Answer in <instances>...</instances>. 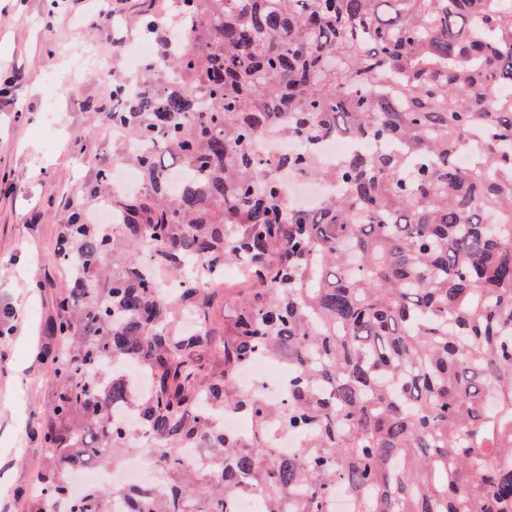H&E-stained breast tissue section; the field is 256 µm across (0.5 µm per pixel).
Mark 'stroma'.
Listing matches in <instances>:
<instances>
[{
  "instance_id": "obj_1",
  "label": "stroma",
  "mask_w": 512,
  "mask_h": 512,
  "mask_svg": "<svg viewBox=\"0 0 512 512\" xmlns=\"http://www.w3.org/2000/svg\"><path fill=\"white\" fill-rule=\"evenodd\" d=\"M110 31L94 0L47 13L46 0H0V76L21 71L11 105L0 106V309L14 307V332L0 322V512H32L39 473L62 468L40 447L56 380L42 357L57 349L56 298L67 264L50 262L73 197L97 174L125 163V142L105 123L113 82L136 75L114 46L146 37L147 20L176 14L173 0H120Z\"/></svg>"
}]
</instances>
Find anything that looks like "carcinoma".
<instances>
[{"label":"carcinoma","instance_id":"1","mask_svg":"<svg viewBox=\"0 0 512 512\" xmlns=\"http://www.w3.org/2000/svg\"><path fill=\"white\" fill-rule=\"evenodd\" d=\"M176 40L149 68L168 76L114 87L108 124L147 178L116 194L142 270L83 206L61 225L55 260L76 273L56 300L63 352L40 443L67 465L124 449L115 404L124 375L152 371L139 418L165 469L170 442L201 436L215 454L195 512H233L245 489L265 512H512V13L500 0H181ZM275 128L295 147L262 155ZM348 134L375 149L333 167L317 141ZM335 181L315 211L287 207L278 172ZM238 226L236 235L227 227ZM233 261L248 272L229 339L212 294L187 276L175 301L158 272ZM192 309L204 327L181 336ZM220 347L224 372L197 390V351ZM288 360V404L236 390L258 355ZM244 412L241 442L197 410ZM78 414L79 429L63 426ZM274 421L304 436L285 456ZM65 470L43 477L35 512L67 497ZM186 491L124 493L133 512H186ZM93 488L67 512H115Z\"/></svg>","mask_w":512,"mask_h":512}]
</instances>
